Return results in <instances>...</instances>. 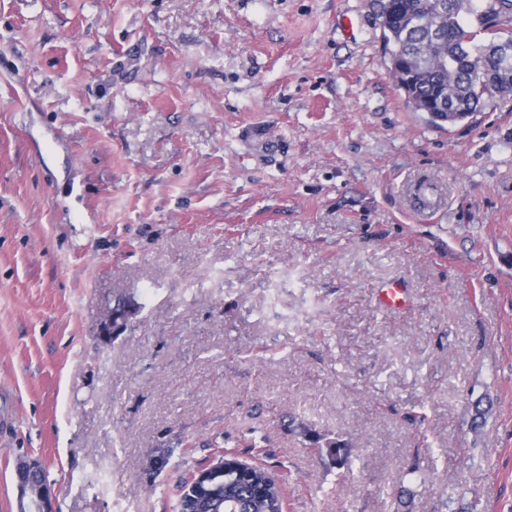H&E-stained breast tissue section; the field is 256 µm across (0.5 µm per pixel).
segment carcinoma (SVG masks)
Here are the masks:
<instances>
[{"label":"carcinoma","mask_w":512,"mask_h":512,"mask_svg":"<svg viewBox=\"0 0 512 512\" xmlns=\"http://www.w3.org/2000/svg\"><path fill=\"white\" fill-rule=\"evenodd\" d=\"M443 12L429 19L420 16L410 23L403 18H378L383 39L393 61L432 50L433 61L417 66L412 85L403 87L402 79L394 81L404 88L408 101L418 112L429 113V121L443 126L447 117L439 111L437 99L448 94L454 111L465 120L477 111L486 94L512 95V58L498 54L502 40L496 38V27L512 20V0H487V7L476 14L474 23L462 19L464 5L470 0H435ZM288 428L308 439L317 451L327 448L336 456V465L345 464L351 446L342 439L324 440L296 418L288 419ZM284 506L283 484L272 478L264 467L237 469L219 456L207 464L200 479L184 481L177 502L178 512H281Z\"/></svg>","instance_id":"1"}]
</instances>
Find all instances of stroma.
<instances>
[{
    "label": "stroma",
    "mask_w": 512,
    "mask_h": 512,
    "mask_svg": "<svg viewBox=\"0 0 512 512\" xmlns=\"http://www.w3.org/2000/svg\"><path fill=\"white\" fill-rule=\"evenodd\" d=\"M389 66L374 0H0V512L226 447L288 512H512V95L438 128ZM289 431L297 432L308 439L311 448H314L318 452L322 451V448H329V452L336 456V465L343 466L350 454L351 446L348 441L342 439H329L324 440L319 434H316L309 429L302 422H298L296 418L289 417L288 419ZM39 463L36 461L21 460L15 470V477L18 486V508L19 512H51L50 488L46 487L47 478L45 470L42 469L37 477L39 484L44 485L40 493L32 496L29 486L32 483L33 476L39 470Z\"/></svg>",
    "instance_id": "1"
}]
</instances>
